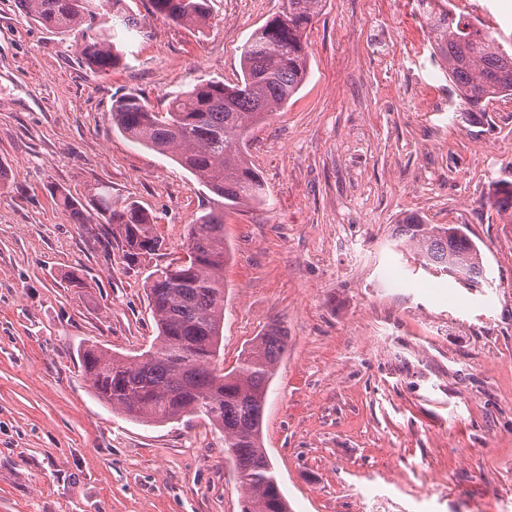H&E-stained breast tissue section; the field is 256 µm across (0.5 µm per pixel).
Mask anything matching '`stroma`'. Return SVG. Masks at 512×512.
<instances>
[{
  "mask_svg": "<svg viewBox=\"0 0 512 512\" xmlns=\"http://www.w3.org/2000/svg\"><path fill=\"white\" fill-rule=\"evenodd\" d=\"M128 3L146 28L103 74L0 0V512L244 505L223 433L112 410L81 355L152 348L146 280L216 204L127 140L113 101L160 110L198 80L235 83L242 45L283 0H211L201 33ZM450 3L512 39V0ZM307 41L304 84L248 144L267 202L224 225V366L268 324L287 332L263 446L289 512H512V215L489 204L512 182V96L462 119L414 0H323ZM101 186L114 208L155 216L160 251L129 265L107 225L69 222L56 192L87 204ZM409 214L462 225L490 287L425 271L393 236Z\"/></svg>",
  "mask_w": 512,
  "mask_h": 512,
  "instance_id": "35a3bbf8",
  "label": "stroma"
}]
</instances>
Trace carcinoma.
Instances as JSON below:
<instances>
[{
  "label": "carcinoma",
  "instance_id": "cac0c4a2",
  "mask_svg": "<svg viewBox=\"0 0 512 512\" xmlns=\"http://www.w3.org/2000/svg\"><path fill=\"white\" fill-rule=\"evenodd\" d=\"M210 0H150L151 15L202 31ZM322 0H288L281 11L256 28L241 51V77L227 85L202 81L174 96L166 111L151 109L128 95L112 103V119L128 139L161 154L170 153L216 196L190 226L186 255L156 270L147 281L157 345L138 358L91 345L82 365L95 395L112 409L142 421L163 423L185 415L205 419L224 433V451L233 459L251 512H288V502L263 448V414L269 381L288 348L277 323L255 338L238 366L219 367L224 324V218L238 208L262 205L264 184L247 159L251 128L282 109L302 87L308 70L307 32ZM429 20L433 57L448 71L466 119L486 111L500 96L512 95V52L501 36L448 9V0H417ZM24 16L60 33L76 32L77 50L87 64L108 72L125 53L115 28H143L127 0H18ZM499 212L512 210V182L498 181L491 192ZM60 205L73 224L94 217L67 194ZM97 216L112 225L129 261L161 249L155 217L131 203L112 208L107 192L93 195ZM427 270L447 273L448 260L469 269L473 283L486 279L473 241L450 224H426L415 214L397 226Z\"/></svg>",
  "mask_w": 512,
  "mask_h": 512
}]
</instances>
